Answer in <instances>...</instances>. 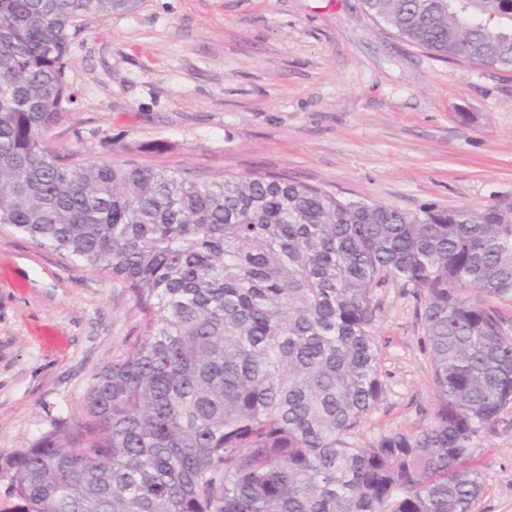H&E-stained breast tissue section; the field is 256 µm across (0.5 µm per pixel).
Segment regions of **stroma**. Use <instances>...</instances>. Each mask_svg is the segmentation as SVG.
I'll return each instance as SVG.
<instances>
[{
	"instance_id": "obj_1",
	"label": "stroma",
	"mask_w": 512,
	"mask_h": 512,
	"mask_svg": "<svg viewBox=\"0 0 512 512\" xmlns=\"http://www.w3.org/2000/svg\"><path fill=\"white\" fill-rule=\"evenodd\" d=\"M70 51L75 101L46 143L79 163L269 172L409 212L512 203V68L436 57L364 0H138L84 22ZM374 299L385 396L358 447L419 433L436 407L420 300L392 278ZM144 320L108 273L0 227V452L82 420ZM471 455L473 512H512V409Z\"/></svg>"
}]
</instances>
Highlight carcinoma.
Listing matches in <instances>:
<instances>
[{"instance_id": "cac0c4a2", "label": "carcinoma", "mask_w": 512, "mask_h": 512, "mask_svg": "<svg viewBox=\"0 0 512 512\" xmlns=\"http://www.w3.org/2000/svg\"><path fill=\"white\" fill-rule=\"evenodd\" d=\"M132 0H0V227L134 291L145 334L76 427L0 454V512H471L470 448L512 407V204L411 213L270 173L79 164L80 23ZM433 55L512 66V0H365ZM422 298L437 405L418 434H345L384 398L374 290Z\"/></svg>"}]
</instances>
